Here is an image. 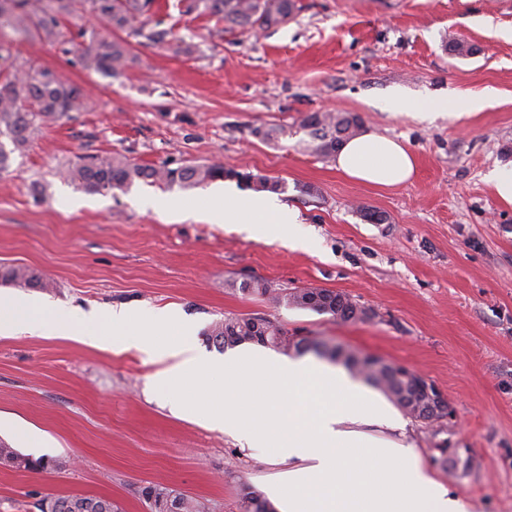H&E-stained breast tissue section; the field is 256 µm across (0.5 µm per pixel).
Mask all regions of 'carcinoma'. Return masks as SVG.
<instances>
[{
  "label": "carcinoma",
  "mask_w": 512,
  "mask_h": 512,
  "mask_svg": "<svg viewBox=\"0 0 512 512\" xmlns=\"http://www.w3.org/2000/svg\"><path fill=\"white\" fill-rule=\"evenodd\" d=\"M175 7L182 15L215 17L230 29L248 32L266 31L288 23L300 11L297 0H177ZM156 0H0V19L14 25L23 37H37L49 44L65 45L62 20L89 15L104 22L110 35L93 34L79 56L80 64L105 75L119 76L132 62L130 39L142 37L154 44L174 39L172 28L163 21H152ZM448 53L466 58L478 49L458 38L448 40ZM84 107V94L63 81L55 72L33 60H19L11 47L0 44V136L9 138L12 149L0 143V173L11 167V154L23 150L32 134L47 120H59ZM300 127L309 130L315 150L324 156L359 134L362 121L348 113H312L300 118ZM66 177L89 193L124 190L135 181L178 184L183 187L203 185L216 180L235 178L256 191H277L280 183L268 177L237 171L220 164H194L175 168L144 166L118 155H89L68 168ZM0 283L21 288H48L42 276L27 267H1ZM240 291L258 295L276 304L297 309L306 308V300L318 296L311 310L341 322L365 321L375 312L354 297L326 288H275L262 280L242 284ZM206 342L219 350L253 343L272 347L284 353L312 352L332 361L342 362L354 375L379 389L406 415L426 425L443 426L442 416L425 413L410 404L409 388L397 373L398 365L370 364L354 352L311 336H291L278 321L257 315L227 314L205 332ZM0 460L17 469L54 472L66 468V461L33 459L0 443ZM148 512H206L204 503L179 493L163 484L150 483L140 490ZM39 512H122L114 501L81 495L47 496L36 504ZM243 512H275L260 493L250 491L242 502Z\"/></svg>",
  "instance_id": "obj_1"
}]
</instances>
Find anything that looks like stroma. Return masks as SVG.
Instances as JSON below:
<instances>
[{
    "label": "stroma",
    "instance_id": "stroma-1",
    "mask_svg": "<svg viewBox=\"0 0 512 512\" xmlns=\"http://www.w3.org/2000/svg\"><path fill=\"white\" fill-rule=\"evenodd\" d=\"M175 2L159 0V16L196 53L143 40L117 77L0 25L19 58L85 95L81 111L45 121L0 174V266H27L50 282L17 291L34 304L41 332L0 335V440L68 462L59 475L0 465V512H37L49 495L148 512L138 492L151 483L209 512H242L245 494L278 471L201 419L214 378L196 379L191 402L177 405L152 381L158 364L138 352L54 335L51 312L63 307L175 310L195 323L193 345L217 359L224 353L204 331L228 313H259L289 333L409 367L446 395L454 417L436 436L408 420V443L472 512H512V206L486 181L492 169L512 167V0H299L293 20L256 36L181 15ZM451 36L477 54H449ZM394 89L479 94L486 103L460 119L422 122L384 111ZM336 111L403 142L416 157L412 180L381 189L337 172L297 126L302 115ZM258 128L278 135L263 139ZM89 154L156 167L218 162L277 180L279 199L299 210L314 245L294 250L210 223L220 180L86 192L62 170ZM149 197L194 215L143 207ZM370 211L383 222L367 220ZM252 279L342 291L375 315L344 324L277 306L238 291ZM444 446L454 464H440Z\"/></svg>",
    "mask_w": 512,
    "mask_h": 512
}]
</instances>
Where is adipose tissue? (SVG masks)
Returning a JSON list of instances; mask_svg holds the SVG:
<instances>
[{
    "instance_id": "1",
    "label": "adipose tissue",
    "mask_w": 512,
    "mask_h": 512,
    "mask_svg": "<svg viewBox=\"0 0 512 512\" xmlns=\"http://www.w3.org/2000/svg\"><path fill=\"white\" fill-rule=\"evenodd\" d=\"M483 106L479 95L414 98L399 90L384 102L386 111L422 121L448 111L461 117ZM336 168L354 181L394 188L412 179L416 164L400 141L368 132L341 148ZM243 215L283 236L290 248L309 245L298 210L273 196L225 190L224 205L211 212L210 220L233 224ZM129 318L123 308L89 318L61 308L53 326L71 337L76 321L89 320L91 336L106 349L110 330L120 329ZM137 318L138 331L125 336L122 346L144 353L148 361H167V368L154 375L155 384L223 377V386L205 395L204 417L238 440L242 450L262 451L278 465L265 488L277 512H470L469 503L449 491L416 448L369 435L370 427L396 431L405 423L377 392L345 370L252 349L235 351L217 363L194 353L188 342L193 328L175 313L144 310ZM165 325L176 326L178 339L162 348L151 346L147 335Z\"/></svg>"
}]
</instances>
